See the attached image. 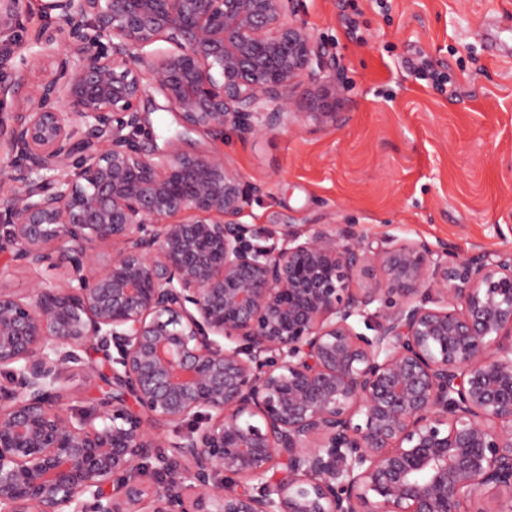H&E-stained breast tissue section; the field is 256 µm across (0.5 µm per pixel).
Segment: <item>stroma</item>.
<instances>
[{
  "label": "stroma",
  "instance_id": "obj_1",
  "mask_svg": "<svg viewBox=\"0 0 512 512\" xmlns=\"http://www.w3.org/2000/svg\"><path fill=\"white\" fill-rule=\"evenodd\" d=\"M389 5L295 0L293 20L335 55L336 81L301 83L288 128L259 136L228 128L220 140L196 131L184 142L189 152L223 150L226 166L259 186L242 218L253 243L333 224L368 241L422 240L467 258L512 249V55L490 47L495 35L512 42V0ZM18 33L17 69L37 34L61 36L38 0H24ZM420 52L446 67L454 95L412 72ZM141 110L152 145L164 147L180 126L154 85ZM109 390L99 375L75 373L59 406L79 408Z\"/></svg>",
  "mask_w": 512,
  "mask_h": 512
}]
</instances>
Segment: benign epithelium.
<instances>
[{"label":"benign epithelium","instance_id":"7a95c632","mask_svg":"<svg viewBox=\"0 0 512 512\" xmlns=\"http://www.w3.org/2000/svg\"><path fill=\"white\" fill-rule=\"evenodd\" d=\"M40 2L65 48L45 41L55 71L0 117L23 186L0 197V275L68 267L0 289V512H512V251L321 224L257 246L260 188L181 147L286 128L302 79L336 77L294 0ZM21 8L0 0L5 89ZM142 66L182 127L162 150L140 140ZM93 351L112 396L65 412ZM146 417L187 430L164 443ZM37 276V273L25 267L12 266L0 278V285L2 288H9L17 293H25L35 282Z\"/></svg>","mask_w":512,"mask_h":512}]
</instances>
